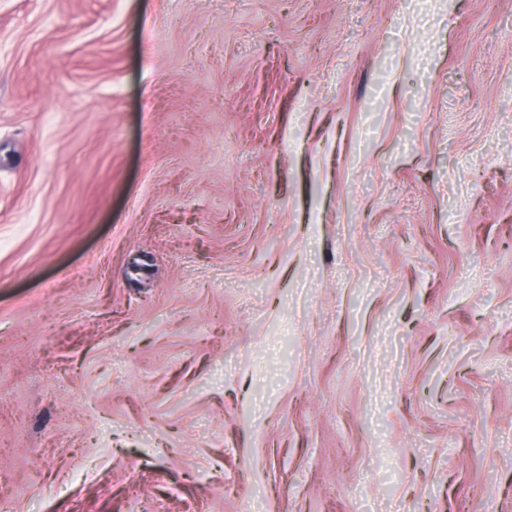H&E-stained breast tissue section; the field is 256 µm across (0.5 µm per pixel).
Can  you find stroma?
<instances>
[{
  "label": "stroma",
  "instance_id": "35a3bbf8",
  "mask_svg": "<svg viewBox=\"0 0 512 512\" xmlns=\"http://www.w3.org/2000/svg\"><path fill=\"white\" fill-rule=\"evenodd\" d=\"M1 498L512 512V0H0Z\"/></svg>",
  "mask_w": 512,
  "mask_h": 512
}]
</instances>
